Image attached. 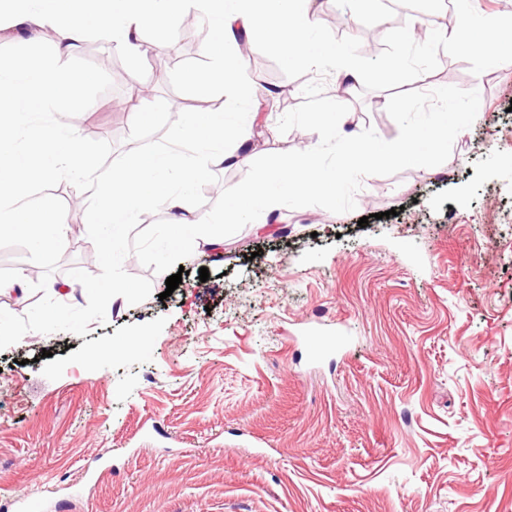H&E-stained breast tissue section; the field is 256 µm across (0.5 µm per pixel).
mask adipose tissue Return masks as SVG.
Listing matches in <instances>:
<instances>
[{
  "label": "adipose tissue",
  "mask_w": 512,
  "mask_h": 512,
  "mask_svg": "<svg viewBox=\"0 0 512 512\" xmlns=\"http://www.w3.org/2000/svg\"><path fill=\"white\" fill-rule=\"evenodd\" d=\"M11 8L0 11V31L36 40L45 29L55 33V52L74 53L90 28L106 31L116 51L138 58L146 53L143 32L156 20L178 15L184 18L206 14L215 22L218 37L205 44L204 54L216 62L208 74L195 78L199 95L218 87L235 90L232 101L255 98L256 91L245 77V64L236 42L237 33L261 35L278 44L288 59L314 67L324 58L313 51L312 28L306 18L316 0H106L104 8L82 5L81 0H12ZM431 33L435 40L456 44L472 52L499 53L505 47L502 28L492 21L482 23L476 33L464 34L439 23ZM85 76L77 70L56 65L54 60L20 57L0 66V232L9 231L24 201L35 173H62L81 180L96 200L93 216L99 224H124L141 206L156 205L172 216L178 237L188 238L205 229L208 216L192 199V190L211 166L239 164L248 152L250 131L227 129L223 112L188 114L185 131L196 145L192 157L181 152L162 153L153 162L126 155L114 159L109 172L89 169L83 161L78 125L65 133L47 137L44 129L27 122V115L67 95L75 112H85L81 93ZM26 127L38 152L20 157L14 136Z\"/></svg>",
  "instance_id": "1"
}]
</instances>
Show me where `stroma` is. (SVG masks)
Segmentation results:
<instances>
[{"label": "stroma", "mask_w": 512, "mask_h": 512, "mask_svg": "<svg viewBox=\"0 0 512 512\" xmlns=\"http://www.w3.org/2000/svg\"><path fill=\"white\" fill-rule=\"evenodd\" d=\"M382 12L379 0H319L325 43L369 47L339 131L395 139L390 96L452 68L480 106L449 159L364 180L349 213L285 207L277 229L246 225L222 250L197 239L171 293L128 255L125 271L152 282L146 300L111 301L86 335L30 331L0 351V512L23 496L49 512H512V64L445 43L420 59ZM143 37L165 76L150 60L103 63L91 36L61 60L89 76L88 166L191 154L180 126L197 110L251 128L254 159L312 142L279 133L302 95L261 52L246 78L276 111L258 126L251 104L228 112V91L202 100L187 84L211 59ZM136 84L152 104L140 125ZM78 192L74 178L42 176L30 201L82 225ZM89 244L80 233L49 280L75 307L87 293L70 269L100 271ZM134 336L146 344L128 348Z\"/></svg>", "instance_id": "obj_1"}]
</instances>
